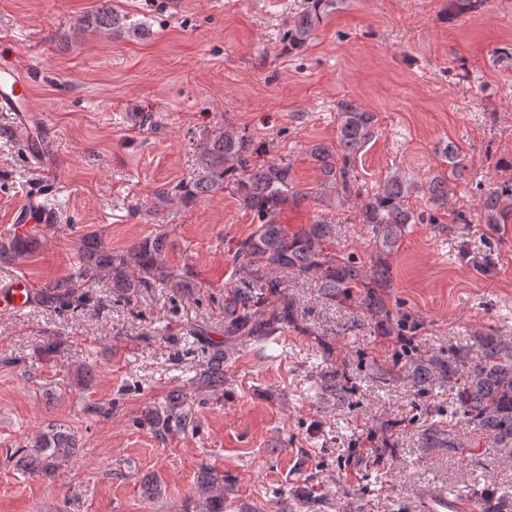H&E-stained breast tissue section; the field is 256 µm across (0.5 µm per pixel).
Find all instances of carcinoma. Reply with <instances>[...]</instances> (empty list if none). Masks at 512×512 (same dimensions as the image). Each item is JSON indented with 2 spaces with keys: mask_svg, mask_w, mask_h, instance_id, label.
<instances>
[{
  "mask_svg": "<svg viewBox=\"0 0 512 512\" xmlns=\"http://www.w3.org/2000/svg\"><path fill=\"white\" fill-rule=\"evenodd\" d=\"M310 9L288 24L283 40L290 49L307 44L315 30L326 0H309ZM95 29L114 35H137L140 26L131 24L118 11L103 2L85 20ZM343 119L338 128L336 147L315 144L310 156L319 168L320 189L341 188L352 192L356 176L348 163L349 155L366 139L375 116L351 103H341ZM204 175L174 187L172 195L185 207L224 189L231 190L239 206L258 219L255 230L236 244L233 262L244 275L224 289V335L266 338L285 331L294 322L295 308L288 303L284 282L274 276L278 270L292 272L314 282L330 299L354 297L363 291L361 303L377 317L384 311L380 290L390 287L391 271L386 257L397 249L411 213L402 199L409 186L398 178L388 180L362 205L363 220L373 225L378 237V257L368 265L353 257L327 251L336 237V225L318 220L290 232L277 222V214L288 201L299 202L312 195L298 187L290 164L260 160L250 139L232 128L213 135L201 152ZM450 174L435 179L429 193L437 205L448 198L450 182L466 178V164L460 155H450ZM485 223L490 226L512 223V181L488 184L480 195ZM34 242L13 238L0 242V264L11 265L28 254ZM81 265L78 279L110 281L124 298L163 284L165 236L159 234L136 244L126 253L106 247L96 233L83 237L79 246ZM76 294L73 277L64 276L37 292L38 302L49 307L71 304ZM417 383L428 388L435 383L448 385L454 395L459 421L471 424L489 438L491 447L512 449V341L494 334L477 335L473 344L452 354L448 361L432 359L414 369ZM204 385L218 394L224 391V354L216 352L202 373ZM185 397L171 395L165 405L151 411L149 420L166 428L185 429L188 413ZM425 448H446L460 459L469 449L453 432L435 424L423 433ZM76 443L63 429L50 425L36 434L29 445L17 450L16 465L33 476L51 478L74 453ZM196 493L209 512H224V475L212 469L200 471Z\"/></svg>",
  "mask_w": 512,
  "mask_h": 512,
  "instance_id": "cac0c4a2",
  "label": "carcinoma"
}]
</instances>
